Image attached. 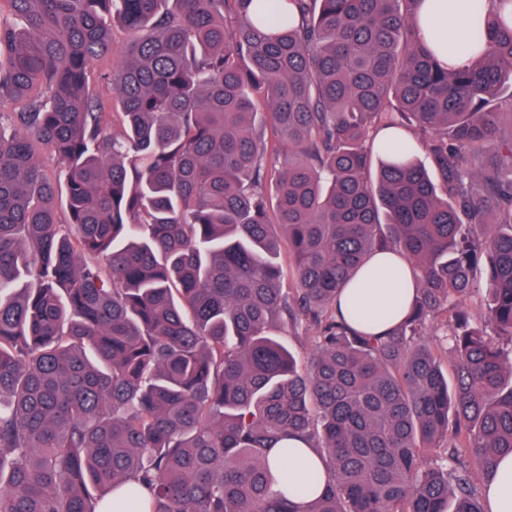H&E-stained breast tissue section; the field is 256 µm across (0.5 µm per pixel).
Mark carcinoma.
Returning <instances> with one entry per match:
<instances>
[{
    "label": "carcinoma",
    "instance_id": "1",
    "mask_svg": "<svg viewBox=\"0 0 512 512\" xmlns=\"http://www.w3.org/2000/svg\"><path fill=\"white\" fill-rule=\"evenodd\" d=\"M412 2L9 0L0 512H99L121 488L136 508L130 481L150 512H488L475 473L512 454V178L469 156L512 170V15L445 69ZM385 129L420 132L436 176ZM387 249L416 292L375 335L336 297ZM304 324L301 372L276 333ZM294 438L326 460L299 503L269 462Z\"/></svg>",
    "mask_w": 512,
    "mask_h": 512
}]
</instances>
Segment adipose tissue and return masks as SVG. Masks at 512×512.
<instances>
[{"label":"adipose tissue","mask_w":512,"mask_h":512,"mask_svg":"<svg viewBox=\"0 0 512 512\" xmlns=\"http://www.w3.org/2000/svg\"><path fill=\"white\" fill-rule=\"evenodd\" d=\"M492 5L490 0H459L449 7L448 0H414L412 12L419 21V38L433 47L444 67L466 65L472 54L470 35L482 26ZM416 280L407 259L399 252L384 250L375 254L343 288L336 309L349 320L364 318L374 334L390 330L404 317L415 291ZM292 453L276 458L274 467L295 478L288 493L299 501L320 493L324 487L319 475L324 466L314 452L305 451L304 440H292Z\"/></svg>","instance_id":"adipose-tissue-1"}]
</instances>
